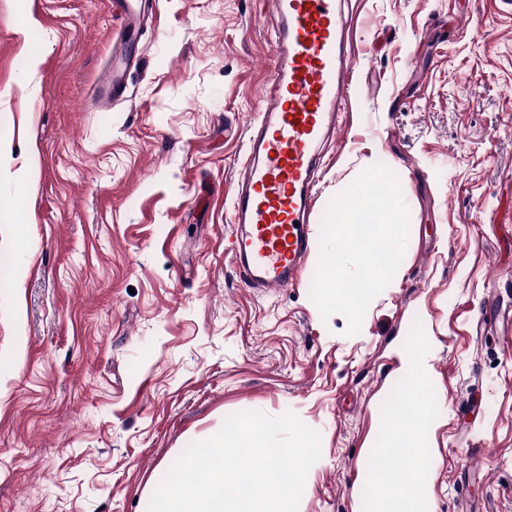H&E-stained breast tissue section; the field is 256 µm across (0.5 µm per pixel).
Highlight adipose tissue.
Returning <instances> with one entry per match:
<instances>
[{
  "label": "adipose tissue",
  "instance_id": "1",
  "mask_svg": "<svg viewBox=\"0 0 512 512\" xmlns=\"http://www.w3.org/2000/svg\"><path fill=\"white\" fill-rule=\"evenodd\" d=\"M424 379L423 370L413 368L391 401V419L397 423L408 419L412 426L397 433L392 447L370 463L365 482L368 512H419L414 489L426 478V451L417 447L415 435L427 422L410 415L409 402L422 392Z\"/></svg>",
  "mask_w": 512,
  "mask_h": 512
}]
</instances>
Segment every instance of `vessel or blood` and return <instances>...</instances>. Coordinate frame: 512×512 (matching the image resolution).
Instances as JSON below:
<instances>
[{
    "instance_id": "1",
    "label": "vessel or blood",
    "mask_w": 512,
    "mask_h": 512,
    "mask_svg": "<svg viewBox=\"0 0 512 512\" xmlns=\"http://www.w3.org/2000/svg\"><path fill=\"white\" fill-rule=\"evenodd\" d=\"M109 5L120 24L112 40L114 68L100 75L96 88L117 101L126 92L119 69L126 38L146 14L142 0ZM266 5L276 20L272 63L229 197L232 261L247 286L263 295L295 287L305 274L323 149L345 129L354 61L344 0Z\"/></svg>"
}]
</instances>
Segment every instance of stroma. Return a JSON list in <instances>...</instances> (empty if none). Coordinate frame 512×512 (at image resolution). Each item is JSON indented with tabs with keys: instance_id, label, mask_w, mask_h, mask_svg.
<instances>
[{
	"instance_id": "stroma-1",
	"label": "stroma",
	"mask_w": 512,
	"mask_h": 512,
	"mask_svg": "<svg viewBox=\"0 0 512 512\" xmlns=\"http://www.w3.org/2000/svg\"><path fill=\"white\" fill-rule=\"evenodd\" d=\"M125 101L106 0H0V512H147L185 449L243 411L322 436L298 512H363L408 365L430 427L423 512H512V7L348 0L347 131L330 147L298 287L260 295L226 200L260 109L261 0H155ZM398 177L401 272L360 333L310 298L331 200ZM28 199L18 202L19 189ZM480 449L472 460L471 449Z\"/></svg>"
}]
</instances>
